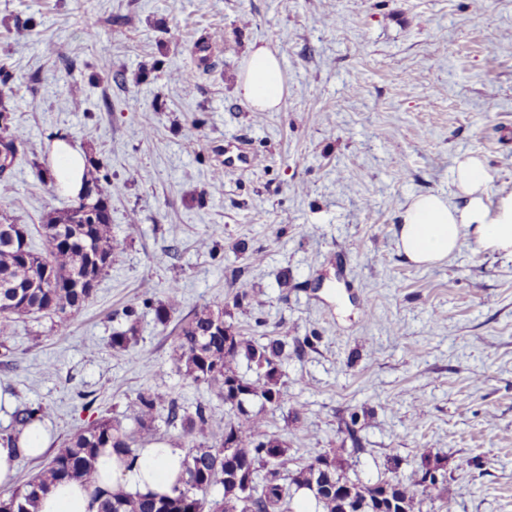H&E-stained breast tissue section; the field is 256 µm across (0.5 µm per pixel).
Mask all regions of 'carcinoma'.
Returning a JSON list of instances; mask_svg holds the SVG:
<instances>
[{"mask_svg": "<svg viewBox=\"0 0 512 512\" xmlns=\"http://www.w3.org/2000/svg\"><path fill=\"white\" fill-rule=\"evenodd\" d=\"M24 131L5 123L0 126V151L16 158V145ZM89 187L83 204L46 213L39 236L41 248L22 244L31 236L26 224H0V347L5 349L1 365L9 366L6 339L16 323L41 314L66 320L91 297L96 284L109 268L124 242L112 235V220L106 201L112 197V179L100 164L87 171ZM179 286H168L164 301H143L154 312L155 321L167 326L178 305ZM131 320L125 330L112 333L114 349L125 350L135 336L138 309H123ZM224 303L215 301L188 312L175 327L172 346L175 367L198 385L217 390L230 417L224 429H213L207 408L199 404L193 413H180L174 403L165 423H180L192 442L185 455V468L169 493L152 496H112L100 512H293V493L307 492L322 512H423L425 486L446 489L447 472L439 462L425 460L421 472L408 477L393 475L364 483L350 477L337 450L318 455L295 470L288 468L284 442L269 431L261 412H275L286 403L282 363L288 359V342L269 336L261 342L226 320ZM252 373L240 372V364ZM260 404V411L250 406ZM132 430L110 415H101L76 427L64 447L27 479L6 500L0 512H35L36 500L58 481L92 478L97 449L110 446L118 456L134 453L140 434L157 431L161 417L158 400L150 390L137 394L127 405ZM9 423L0 428V442L15 445L17 436L35 425L46 426L49 411L41 403H20L6 412ZM358 413L340 418L339 425L351 442L350 453L364 451L356 426ZM222 485L219 500L208 499L210 489Z\"/></svg>", "mask_w": 512, "mask_h": 512, "instance_id": "cac0c4a2", "label": "carcinoma"}]
</instances>
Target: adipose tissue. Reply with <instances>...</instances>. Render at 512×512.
I'll return each instance as SVG.
<instances>
[{
	"instance_id": "1",
	"label": "adipose tissue",
	"mask_w": 512,
	"mask_h": 512,
	"mask_svg": "<svg viewBox=\"0 0 512 512\" xmlns=\"http://www.w3.org/2000/svg\"><path fill=\"white\" fill-rule=\"evenodd\" d=\"M287 85L279 57L264 44L252 45L237 83V94L253 111L271 112L281 104ZM52 175L65 193L85 189L86 161L80 149L57 139L53 149ZM464 205L452 204L439 194L418 197L402 211L396 233L397 246L420 267L447 260L462 239L474 238L482 247L512 253V195L501 198L497 209L487 204L489 174L483 160L467 157L456 167ZM51 438L43 428L32 427L18 437L16 447L0 444V487L19 482L18 462L49 447ZM182 449L157 442L121 459L111 448L100 449L93 484L69 481L40 496L37 512H97L92 491L164 494L184 470Z\"/></svg>"
}]
</instances>
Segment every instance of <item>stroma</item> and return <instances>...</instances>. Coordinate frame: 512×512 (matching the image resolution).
Listing matches in <instances>:
<instances>
[{
	"mask_svg": "<svg viewBox=\"0 0 512 512\" xmlns=\"http://www.w3.org/2000/svg\"><path fill=\"white\" fill-rule=\"evenodd\" d=\"M256 41L282 61L274 112L235 92ZM0 67V113L26 132L0 174V219L34 226L71 204L51 176L63 136L111 175L126 242L81 311L8 339L0 393L50 407L51 451L145 389L227 422L142 306L175 280L173 320L220 299L243 332L313 337L266 416L291 467L340 448L355 411L364 450L342 453L349 475L376 480L394 453L408 476L427 455L450 475L430 512H512V255L466 239L425 268L396 244L413 197L461 204L457 160L484 161L490 201L512 193V0H0ZM243 283L255 301L237 303ZM129 305L138 340L112 349Z\"/></svg>",
	"mask_w": 512,
	"mask_h": 512,
	"instance_id": "stroma-1",
	"label": "stroma"
}]
</instances>
